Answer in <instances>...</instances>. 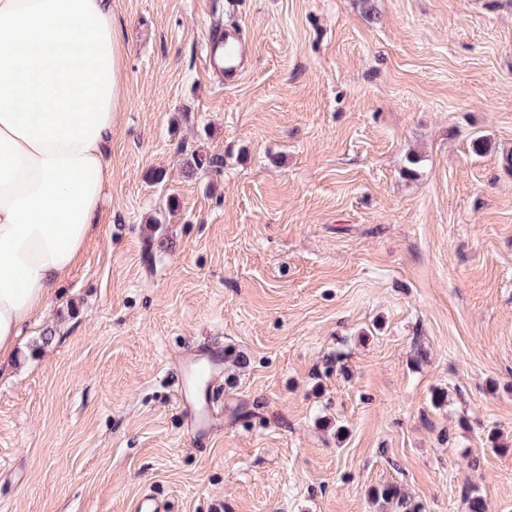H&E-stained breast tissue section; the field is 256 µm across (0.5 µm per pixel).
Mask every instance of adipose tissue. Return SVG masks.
Segmentation results:
<instances>
[{
	"mask_svg": "<svg viewBox=\"0 0 512 512\" xmlns=\"http://www.w3.org/2000/svg\"><path fill=\"white\" fill-rule=\"evenodd\" d=\"M123 59L112 0H0V357L100 220Z\"/></svg>",
	"mask_w": 512,
	"mask_h": 512,
	"instance_id": "1",
	"label": "adipose tissue"
}]
</instances>
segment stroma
Instances as JSON below:
<instances>
[{
	"label": "stroma",
	"mask_w": 512,
	"mask_h": 512,
	"mask_svg": "<svg viewBox=\"0 0 512 512\" xmlns=\"http://www.w3.org/2000/svg\"><path fill=\"white\" fill-rule=\"evenodd\" d=\"M236 2L112 0V184L0 362V512H468L469 483L512 512V0ZM196 349L225 358L201 446ZM223 41H218L220 36ZM218 39L213 35L209 43L206 44L205 64L214 70H219L224 66L225 85L236 84L244 75L247 69L251 52L242 32L236 28H224L218 32ZM224 42V62L220 48Z\"/></svg>",
	"instance_id": "35a3bbf8"
}]
</instances>
